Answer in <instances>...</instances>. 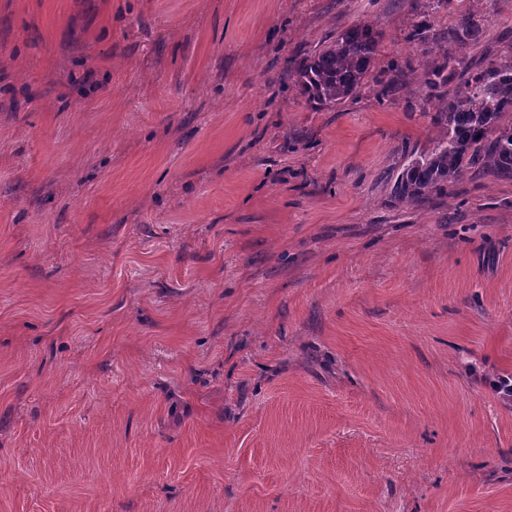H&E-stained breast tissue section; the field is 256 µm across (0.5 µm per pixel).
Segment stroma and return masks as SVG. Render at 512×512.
<instances>
[{
    "mask_svg": "<svg viewBox=\"0 0 512 512\" xmlns=\"http://www.w3.org/2000/svg\"><path fill=\"white\" fill-rule=\"evenodd\" d=\"M423 14L0 0V512H512V180L391 197L441 132ZM364 21L366 89L310 106ZM382 39V31L372 23L337 31L321 48L296 63L295 87L317 109L346 102L368 82Z\"/></svg>",
    "mask_w": 512,
    "mask_h": 512,
    "instance_id": "stroma-1",
    "label": "stroma"
}]
</instances>
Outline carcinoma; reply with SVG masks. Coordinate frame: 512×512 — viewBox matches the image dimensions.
Instances as JSON below:
<instances>
[{"instance_id": "cac0c4a2", "label": "carcinoma", "mask_w": 512, "mask_h": 512, "mask_svg": "<svg viewBox=\"0 0 512 512\" xmlns=\"http://www.w3.org/2000/svg\"><path fill=\"white\" fill-rule=\"evenodd\" d=\"M475 12L459 15L448 31L439 35L442 61L424 65L422 84L430 89L434 121L442 134L424 153L410 160L392 186V197L405 204L448 190V183L469 173L495 180L512 179V123L502 117L512 112V53L477 68L464 50L480 35ZM429 25H413L409 41L424 55L430 46ZM383 33L372 23H358L336 32L328 42L296 63L293 83L309 104L331 109L354 97L368 82ZM458 88L448 93V85Z\"/></svg>"}]
</instances>
